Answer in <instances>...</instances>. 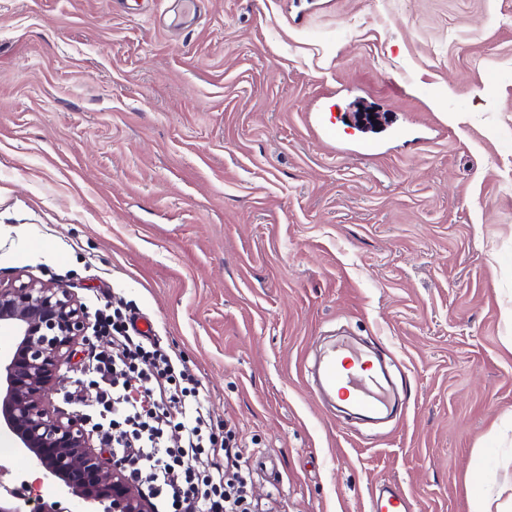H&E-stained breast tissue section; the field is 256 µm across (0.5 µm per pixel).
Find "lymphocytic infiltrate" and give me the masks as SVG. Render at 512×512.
<instances>
[{
  "label": "lymphocytic infiltrate",
  "instance_id": "obj_1",
  "mask_svg": "<svg viewBox=\"0 0 512 512\" xmlns=\"http://www.w3.org/2000/svg\"><path fill=\"white\" fill-rule=\"evenodd\" d=\"M95 324L112 344L90 357L95 427L128 477L146 484L155 512H252L250 472L238 449L217 444L198 380L121 309L98 310ZM205 453L212 467L202 472Z\"/></svg>",
  "mask_w": 512,
  "mask_h": 512
}]
</instances>
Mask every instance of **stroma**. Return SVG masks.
Here are the masks:
<instances>
[{
	"label": "stroma",
	"instance_id": "35a3bbf8",
	"mask_svg": "<svg viewBox=\"0 0 512 512\" xmlns=\"http://www.w3.org/2000/svg\"><path fill=\"white\" fill-rule=\"evenodd\" d=\"M198 7L0 0V283L148 319L263 512H371L393 482L471 512L474 471L511 498L512 0ZM365 109L394 127H348ZM343 338L385 359L393 420L315 390ZM107 346L76 345L53 406L88 413ZM8 445L12 484L56 501Z\"/></svg>",
	"mask_w": 512,
	"mask_h": 512
}]
</instances>
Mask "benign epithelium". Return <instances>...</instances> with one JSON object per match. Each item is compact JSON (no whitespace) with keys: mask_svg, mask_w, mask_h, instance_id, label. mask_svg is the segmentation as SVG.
Masks as SVG:
<instances>
[{"mask_svg":"<svg viewBox=\"0 0 512 512\" xmlns=\"http://www.w3.org/2000/svg\"><path fill=\"white\" fill-rule=\"evenodd\" d=\"M16 336L0 357V433L13 436L38 481L71 499L67 512H154L149 498L133 486L122 463L106 461L92 449L78 413L51 407L48 394L61 366L92 323L65 288L30 280L0 284V329ZM0 512H23L26 499L3 481Z\"/></svg>","mask_w":512,"mask_h":512,"instance_id":"7a95c632","label":"benign epithelium"}]
</instances>
